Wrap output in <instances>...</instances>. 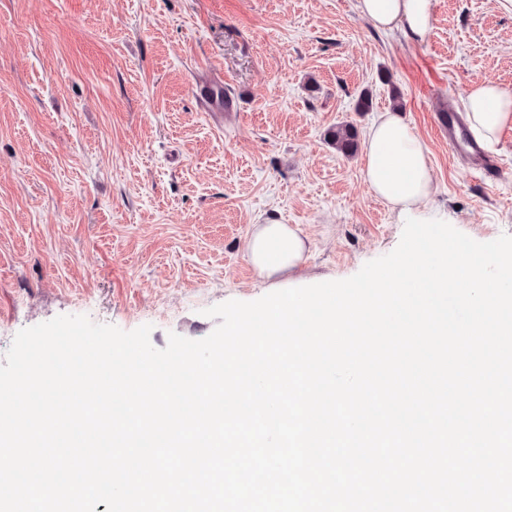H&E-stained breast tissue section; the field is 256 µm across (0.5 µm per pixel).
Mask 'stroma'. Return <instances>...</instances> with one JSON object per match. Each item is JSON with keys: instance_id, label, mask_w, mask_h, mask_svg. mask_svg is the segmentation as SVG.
<instances>
[{"instance_id": "stroma-1", "label": "stroma", "mask_w": 512, "mask_h": 512, "mask_svg": "<svg viewBox=\"0 0 512 512\" xmlns=\"http://www.w3.org/2000/svg\"><path fill=\"white\" fill-rule=\"evenodd\" d=\"M355 2L0 0V365L21 329L59 315L148 324L162 349L173 333L208 336L209 307L390 253L403 221L364 184L363 153L326 133L366 135L394 108L428 149V210L479 242L512 235V127L493 186L434 129L472 84L512 87V14L433 0L415 42ZM206 82L231 106L197 100ZM269 219L306 241L291 276L249 259ZM328 140L336 150L350 155L359 148L358 133L350 124L339 125L328 131Z\"/></svg>"}]
</instances>
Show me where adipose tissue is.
I'll list each match as a JSON object with an SVG mask.
<instances>
[{"label": "adipose tissue", "instance_id": "1", "mask_svg": "<svg viewBox=\"0 0 512 512\" xmlns=\"http://www.w3.org/2000/svg\"><path fill=\"white\" fill-rule=\"evenodd\" d=\"M359 14L382 31L397 30L413 41L433 27V0H357ZM468 135L491 147L501 129L512 124V88L496 82L470 87L461 99ZM364 181L400 217L427 223L425 204L432 193L425 144L398 111L379 114L364 142ZM261 274L271 277L293 271L302 261L305 241L288 225L269 221L256 225L247 245Z\"/></svg>", "mask_w": 512, "mask_h": 512}]
</instances>
